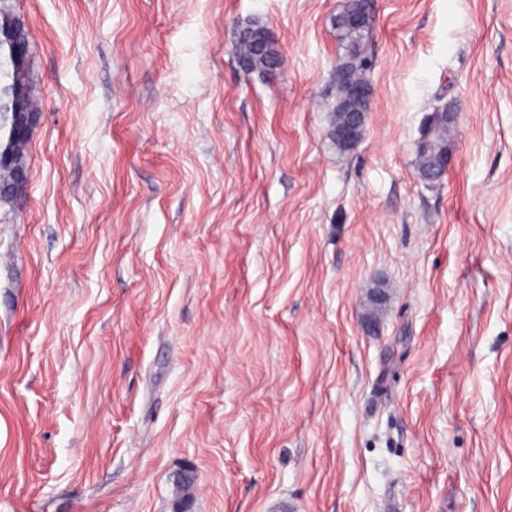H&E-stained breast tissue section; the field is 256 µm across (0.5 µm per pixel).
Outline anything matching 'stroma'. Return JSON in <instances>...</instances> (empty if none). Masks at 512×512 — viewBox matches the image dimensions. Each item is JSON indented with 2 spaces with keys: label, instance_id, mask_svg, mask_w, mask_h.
Masks as SVG:
<instances>
[{
  "label": "stroma",
  "instance_id": "obj_1",
  "mask_svg": "<svg viewBox=\"0 0 512 512\" xmlns=\"http://www.w3.org/2000/svg\"><path fill=\"white\" fill-rule=\"evenodd\" d=\"M8 2L41 117L0 203V512H512V0H372L347 152L345 0ZM252 24L280 67L239 63ZM354 0L347 8L340 12L334 19L336 39L344 50L339 57L337 66L344 72V79L336 82V103L333 106V140L340 150H350L348 140L340 135L348 122V112L360 108L358 103H349L346 107L340 105L348 96V90L352 85L369 83L366 78L368 62L364 50V42L368 37L366 22L355 27L351 22L354 13ZM434 117L448 119V122L437 124L429 135L428 146L415 152L417 171L422 174L430 173L435 175L432 180H429V183H435L443 176V173L439 170L442 167L444 157L448 154V136L451 130V123L455 122L456 118L455 113L447 105L437 108L434 112L430 113L427 122ZM450 164L451 156L448 154L444 165L445 169H448Z\"/></svg>",
  "mask_w": 512,
  "mask_h": 512
}]
</instances>
